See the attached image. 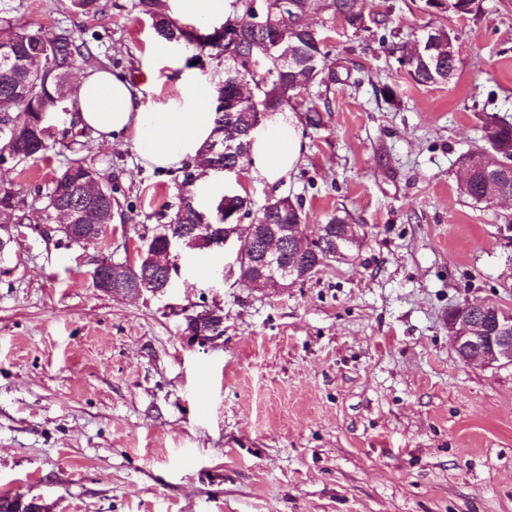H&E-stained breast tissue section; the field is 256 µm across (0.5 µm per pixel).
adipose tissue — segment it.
<instances>
[{"instance_id": "1", "label": "adipose tissue", "mask_w": 512, "mask_h": 512, "mask_svg": "<svg viewBox=\"0 0 512 512\" xmlns=\"http://www.w3.org/2000/svg\"><path fill=\"white\" fill-rule=\"evenodd\" d=\"M168 13L207 24L229 18L230 0H164ZM73 107L79 128L98 142L132 141L143 164L168 169L196 162L215 126L214 99L200 89L192 71H183L174 95L143 103L142 85L105 69L80 72ZM251 166L269 185L289 178L297 165L303 140L294 120L271 115L251 134Z\"/></svg>"}]
</instances>
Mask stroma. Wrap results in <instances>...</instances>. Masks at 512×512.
<instances>
[{
    "label": "stroma",
    "instance_id": "stroma-1",
    "mask_svg": "<svg viewBox=\"0 0 512 512\" xmlns=\"http://www.w3.org/2000/svg\"><path fill=\"white\" fill-rule=\"evenodd\" d=\"M367 20L401 38L425 25L459 35L447 84L414 83L389 47L330 13L310 22L338 81L320 126L304 124L294 173L269 186L253 169L212 173L249 194L300 202L306 233L337 210L360 224L355 259L292 288L224 278L236 247L182 254L164 296L96 288L104 258L133 265L137 248L176 211L191 165L144 167L132 142L79 155L111 187L120 222L68 244L56 224L10 227L0 256V496L47 512H512V366L458 361L449 308L467 300L512 309V241L491 206L458 191V160L482 144L484 116L512 123V0L478 14H432L424 0H363ZM65 30L92 64L142 76L158 38L139 0H0V21ZM195 67L211 88L224 59L174 55L145 94L175 91ZM394 92L391 102L379 93ZM0 166V186L37 189L71 158ZM219 305L222 333L185 339L186 317Z\"/></svg>",
    "mask_w": 512,
    "mask_h": 512
}]
</instances>
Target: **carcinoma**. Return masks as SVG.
Returning <instances> with one entry per match:
<instances>
[{"instance_id":"cac0c4a2","label":"carcinoma","mask_w":512,"mask_h":512,"mask_svg":"<svg viewBox=\"0 0 512 512\" xmlns=\"http://www.w3.org/2000/svg\"><path fill=\"white\" fill-rule=\"evenodd\" d=\"M142 10L153 19L157 35L168 42H184L200 51L226 49L224 30L213 29L200 33L179 26L167 14L157 9L156 0H139ZM233 17L225 25L239 26V43L235 52L242 56L239 69L252 83V95L240 98L235 79L228 76L218 90L217 118L211 139L203 153L210 154V168L222 173L224 169L243 167L249 161L250 137L245 135L250 114L265 111L283 112L293 104L305 108L307 123L313 127L321 123V111L305 94L313 85L326 86L336 81V73L326 64L324 41L309 30L301 20L309 13L326 9L339 17L355 32L366 31V18L359 0H281L274 12L273 22L256 28L251 25L254 8L251 0H235ZM479 9L477 0H445L443 12L465 16ZM420 51L405 46L398 62L419 85L447 84L457 74L458 34L445 27L432 28L420 37ZM85 43L67 33L49 36L40 27L16 26L5 20L0 23V152L7 151L13 162L20 164L44 152L53 139L49 128L59 113L69 112L75 94L69 73L79 61H85ZM293 52L295 64L285 67L280 58L285 51ZM238 136L243 142L244 158L224 155V149L215 147L226 136ZM485 145L459 161V183L462 194L474 204H491L497 194H512V173L491 179L477 166L497 158L512 161V124L500 122L494 116L484 124ZM99 172L82 158H73L51 179L44 194L45 218L60 224H110L113 219L112 201L86 198L82 185L88 180H99ZM178 208L167 224L158 225L152 246L161 249L166 234L174 224H194L202 220L208 224H222L224 199H219L210 216L197 204L194 194L183 189L178 194ZM260 224H301L302 206L287 197L270 199L259 210ZM32 221L30 206L18 193L0 187V223L23 224Z\"/></svg>"}]
</instances>
